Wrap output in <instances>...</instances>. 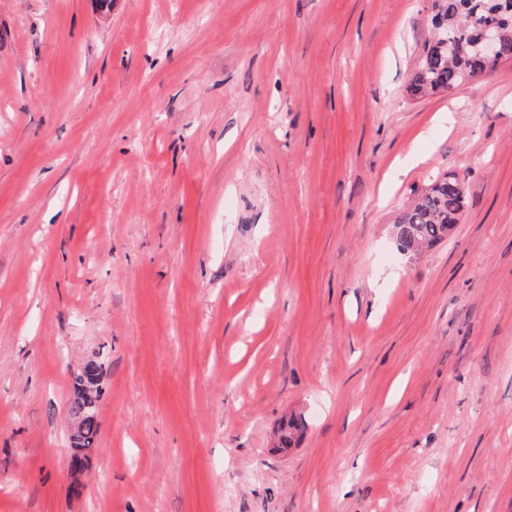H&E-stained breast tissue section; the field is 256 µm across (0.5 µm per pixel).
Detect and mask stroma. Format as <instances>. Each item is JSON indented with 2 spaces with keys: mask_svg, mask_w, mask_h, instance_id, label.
<instances>
[{
  "mask_svg": "<svg viewBox=\"0 0 512 512\" xmlns=\"http://www.w3.org/2000/svg\"><path fill=\"white\" fill-rule=\"evenodd\" d=\"M432 14L0 0V512H512V60L409 93ZM464 206V188L452 173L435 180L404 211L396 229L399 251L412 256L440 242L458 224ZM82 369L84 372H86L87 376L96 379V384L93 386V390L91 391L94 397L89 401L85 395L74 393L69 412L75 423L80 424L85 429L86 435L89 437V442L91 443L93 440L94 448H96L100 427L97 414V405L101 395L100 381L102 369L100 363L98 364L95 360H91L84 363L76 371H73V375L77 374Z\"/></svg>",
  "mask_w": 512,
  "mask_h": 512,
  "instance_id": "35a3bbf8",
  "label": "stroma"
}]
</instances>
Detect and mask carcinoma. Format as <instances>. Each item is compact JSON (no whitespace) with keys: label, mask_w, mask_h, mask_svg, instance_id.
Here are the masks:
<instances>
[{"label":"carcinoma","mask_w":512,"mask_h":512,"mask_svg":"<svg viewBox=\"0 0 512 512\" xmlns=\"http://www.w3.org/2000/svg\"><path fill=\"white\" fill-rule=\"evenodd\" d=\"M432 24L438 31L422 48L408 90L426 94L451 92L463 80L490 71V64L477 52L483 27L491 22L503 32V55L512 58V0H432ZM464 206V188L459 178L448 173L435 180L404 211L396 229L399 251L412 256L421 248L440 242L458 223ZM86 375L96 379L93 398L74 394L69 412L89 440H97V405L101 395V365L91 360L83 364Z\"/></svg>","instance_id":"obj_1"}]
</instances>
